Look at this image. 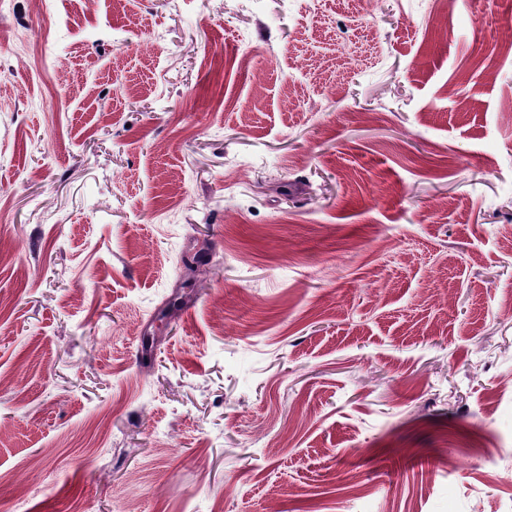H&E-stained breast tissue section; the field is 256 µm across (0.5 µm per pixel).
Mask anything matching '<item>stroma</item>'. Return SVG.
<instances>
[{"mask_svg":"<svg viewBox=\"0 0 512 512\" xmlns=\"http://www.w3.org/2000/svg\"><path fill=\"white\" fill-rule=\"evenodd\" d=\"M512 0H0V512H512Z\"/></svg>","mask_w":512,"mask_h":512,"instance_id":"35a3bbf8","label":"stroma"}]
</instances>
